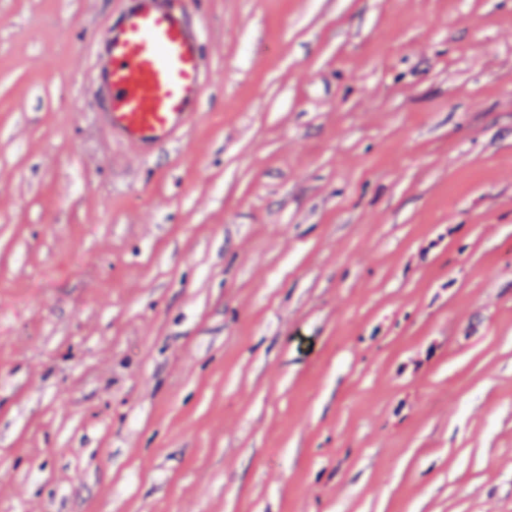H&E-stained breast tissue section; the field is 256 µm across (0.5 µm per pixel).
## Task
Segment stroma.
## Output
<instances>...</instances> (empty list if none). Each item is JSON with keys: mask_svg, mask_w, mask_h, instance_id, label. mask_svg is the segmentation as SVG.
Here are the masks:
<instances>
[{"mask_svg": "<svg viewBox=\"0 0 512 512\" xmlns=\"http://www.w3.org/2000/svg\"><path fill=\"white\" fill-rule=\"evenodd\" d=\"M128 6L0 0V512H512V0H184L147 158ZM101 35L95 68L112 131L140 149L173 143L200 118L206 74L180 0H134Z\"/></svg>", "mask_w": 512, "mask_h": 512, "instance_id": "obj_1", "label": "stroma"}]
</instances>
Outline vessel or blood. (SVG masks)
Instances as JSON below:
<instances>
[{
    "mask_svg": "<svg viewBox=\"0 0 512 512\" xmlns=\"http://www.w3.org/2000/svg\"><path fill=\"white\" fill-rule=\"evenodd\" d=\"M95 68L111 128L129 143H173L200 117V37L180 0H135L101 35Z\"/></svg>",
    "mask_w": 512,
    "mask_h": 512,
    "instance_id": "1",
    "label": "vessel or blood"
}]
</instances>
